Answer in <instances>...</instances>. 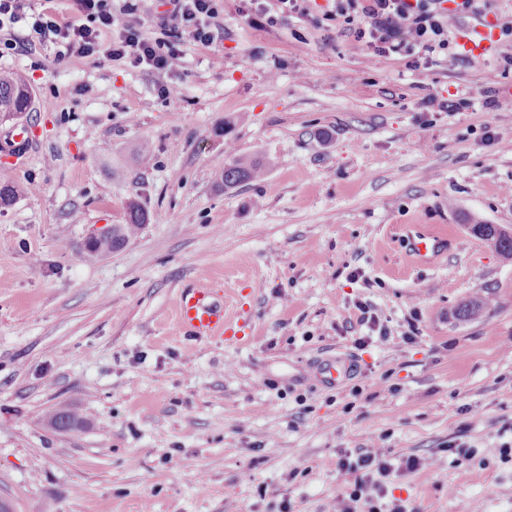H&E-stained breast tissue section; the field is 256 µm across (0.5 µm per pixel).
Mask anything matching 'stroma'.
Here are the masks:
<instances>
[{
  "mask_svg": "<svg viewBox=\"0 0 512 512\" xmlns=\"http://www.w3.org/2000/svg\"><path fill=\"white\" fill-rule=\"evenodd\" d=\"M223 3L214 43H185L174 72L38 44L0 55L33 89L0 122V143L26 135L0 150V185L24 188L0 207V499L323 512L352 481L338 453L375 446L423 459L393 480L420 512H512V259L469 230L512 227V109L485 106L512 96V36L461 46L473 25L512 26V0L457 15L446 51L388 59L326 19L330 0L264 27ZM235 155L268 160L265 176L224 186ZM133 203L147 224L85 259ZM415 233L438 253L415 259ZM201 276L219 338L177 323ZM477 295L488 305L457 319ZM60 407L79 430L49 423Z\"/></svg>",
  "mask_w": 512,
  "mask_h": 512,
  "instance_id": "35a3bbf8",
  "label": "stroma"
}]
</instances>
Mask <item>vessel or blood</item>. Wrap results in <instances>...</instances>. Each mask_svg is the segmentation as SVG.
Listing matches in <instances>:
<instances>
[{"label": "vessel or blood", "instance_id": "1", "mask_svg": "<svg viewBox=\"0 0 512 512\" xmlns=\"http://www.w3.org/2000/svg\"><path fill=\"white\" fill-rule=\"evenodd\" d=\"M495 39V28L484 23L464 35L463 45L467 52L477 55ZM176 315L180 327L191 335L220 337L224 334V307L212 301L205 280H198L193 287L181 293Z\"/></svg>", "mask_w": 512, "mask_h": 512}]
</instances>
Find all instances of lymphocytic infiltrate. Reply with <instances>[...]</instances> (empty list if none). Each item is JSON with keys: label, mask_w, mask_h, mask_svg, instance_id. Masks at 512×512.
I'll return each mask as SVG.
<instances>
[{"label": "lymphocytic infiltrate", "mask_w": 512, "mask_h": 512, "mask_svg": "<svg viewBox=\"0 0 512 512\" xmlns=\"http://www.w3.org/2000/svg\"><path fill=\"white\" fill-rule=\"evenodd\" d=\"M444 0H335L330 20L354 27L376 56L387 58L415 48L427 53L449 47L452 17ZM146 0H72L70 16L34 10L29 0H0V31L25 23L32 43L52 44L62 58L126 60L159 72L178 70L183 43L203 45L214 40L211 22L221 0H171L172 8L159 17L158 35H147L140 14ZM339 471L351 473V487L336 495L325 512H416L407 499H388L395 470L385 451L368 448L341 452Z\"/></svg>", "instance_id": "obj_1"}]
</instances>
